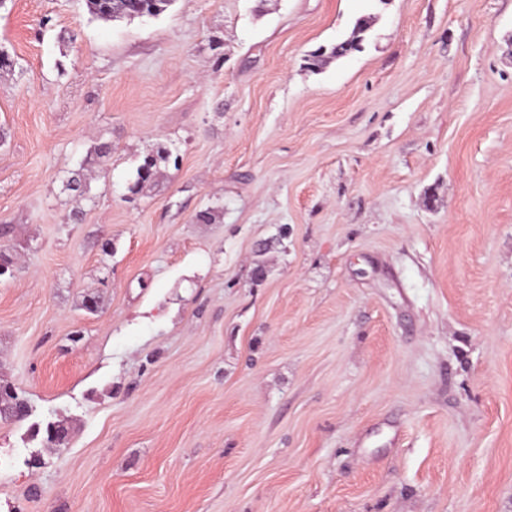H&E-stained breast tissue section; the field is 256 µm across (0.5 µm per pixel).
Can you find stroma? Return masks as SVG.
Instances as JSON below:
<instances>
[{"label": "stroma", "mask_w": 512, "mask_h": 512, "mask_svg": "<svg viewBox=\"0 0 512 512\" xmlns=\"http://www.w3.org/2000/svg\"><path fill=\"white\" fill-rule=\"evenodd\" d=\"M0 49V512H512V0H0ZM173 0H86L89 13L97 20H133L141 14L157 16ZM371 29V17L360 16L356 18L349 36L328 49L320 47L310 54L312 68H321L332 59L346 57L353 52L361 51Z\"/></svg>", "instance_id": "1"}]
</instances>
